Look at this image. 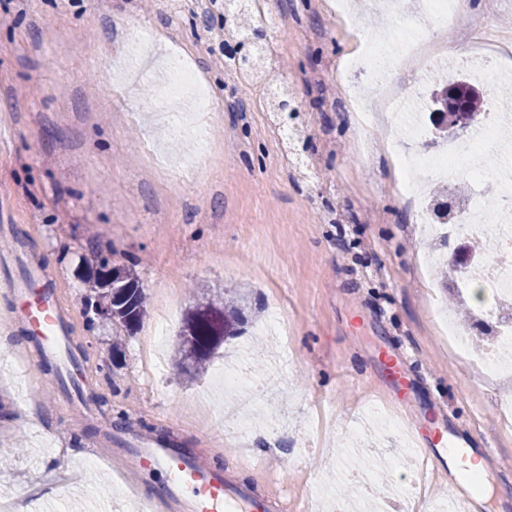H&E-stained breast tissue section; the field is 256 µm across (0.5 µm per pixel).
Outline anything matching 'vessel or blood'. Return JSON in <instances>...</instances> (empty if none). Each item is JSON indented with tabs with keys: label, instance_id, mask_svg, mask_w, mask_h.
Segmentation results:
<instances>
[{
	"label": "vessel or blood",
	"instance_id": "b4317fda",
	"mask_svg": "<svg viewBox=\"0 0 512 512\" xmlns=\"http://www.w3.org/2000/svg\"><path fill=\"white\" fill-rule=\"evenodd\" d=\"M30 330L43 336L45 349L54 354L59 350L60 338L66 333L58 302L52 289L45 288L35 307L24 316ZM439 445L448 444L454 450L451 457H443L437 449H426L421 460L422 471L436 469L444 462L456 463L466 469L474 460L469 442L460 438L445 439L436 434ZM128 467L137 478L157 468H167L173 473L171 485L165 490L166 498L176 512H266V502L253 492L235 488L225 483L223 476L200 457L182 452L165 443H145L124 452Z\"/></svg>",
	"mask_w": 512,
	"mask_h": 512
}]
</instances>
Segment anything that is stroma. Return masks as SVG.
<instances>
[{
  "label": "stroma",
  "instance_id": "35a3bbf8",
  "mask_svg": "<svg viewBox=\"0 0 512 512\" xmlns=\"http://www.w3.org/2000/svg\"><path fill=\"white\" fill-rule=\"evenodd\" d=\"M498 2L493 11L470 0L456 51L501 58L486 33L512 35V0ZM264 7L280 20L274 65L295 92L309 179L286 167L264 89L214 58L224 18L200 0H0V276L42 266L32 292L56 290L86 349L78 395L21 337L29 295L0 289V501L29 512H173L162 496L169 473L139 483L108 454L148 435L221 463L227 480L286 512H421L446 505L460 482L444 468L419 474L425 443L412 425L442 414L484 463L486 497L473 512H512V419L500 413L512 376L488 372L437 329L471 290L442 282L431 254L455 261L462 242L418 230L380 147L384 99L370 103L379 118L363 155L336 78L376 27L369 8L348 0L347 30L335 0ZM132 25L160 50H180L214 102L212 149L181 187L164 174L166 125L134 104L163 88L165 69L154 64L135 86L105 52ZM99 254L133 265L147 296L117 353L84 306ZM195 284L228 289L246 309L241 336L191 377L173 357L174 333L151 351L145 340L162 310L182 321ZM274 309L288 340L262 329ZM382 349L409 358L410 387ZM227 366L255 390L241 421L224 417L238 398L218 382ZM243 421L255 436L247 459L234 446ZM61 438L76 445L63 461L48 447Z\"/></svg>",
  "mask_w": 512,
  "mask_h": 512
}]
</instances>
